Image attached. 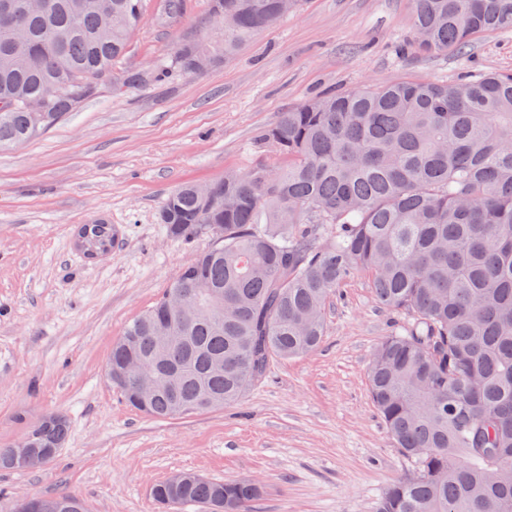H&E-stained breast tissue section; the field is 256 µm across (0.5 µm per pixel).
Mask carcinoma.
<instances>
[{
    "label": "carcinoma",
    "mask_w": 512,
    "mask_h": 512,
    "mask_svg": "<svg viewBox=\"0 0 512 512\" xmlns=\"http://www.w3.org/2000/svg\"><path fill=\"white\" fill-rule=\"evenodd\" d=\"M0 0V150L59 123L112 75L144 17L145 0ZM296 0H212L215 37L181 43L170 67L195 74L235 55ZM415 48H466L512 30V0H413ZM38 100L34 112L29 101ZM259 139L285 164L257 165L212 183H185L165 200L171 236H206L152 306L112 344V371L149 363L163 388L145 406L112 376L133 409L173 420L238 402L275 360L316 350L324 307L354 270L378 302L405 317L367 368L372 402L413 474L375 512H512V74L399 82L315 96L280 113ZM93 250L111 224L88 225ZM176 293L195 319L173 312ZM40 454L59 453L67 420L30 427ZM480 448L489 452L481 454ZM251 479L191 482L179 505L253 512ZM56 512H83L75 494Z\"/></svg>",
    "instance_id": "cac0c4a2"
}]
</instances>
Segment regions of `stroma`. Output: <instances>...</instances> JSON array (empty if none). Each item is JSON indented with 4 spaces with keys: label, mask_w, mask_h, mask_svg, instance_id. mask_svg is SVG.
<instances>
[{
    "label": "stroma",
    "mask_w": 512,
    "mask_h": 512,
    "mask_svg": "<svg viewBox=\"0 0 512 512\" xmlns=\"http://www.w3.org/2000/svg\"><path fill=\"white\" fill-rule=\"evenodd\" d=\"M145 3L114 75L151 72L209 32L211 0H186L176 17L166 0ZM412 14L411 0H300L230 59L103 87L51 130L0 151V448L45 414L69 422L52 462L0 470V512L65 490L87 512H159L153 486L181 471L259 479L254 512H374L412 472L366 377L400 318L360 270L328 299L319 349L275 361L237 405L155 420L129 408L106 374L113 341L210 245L160 224L177 185L280 166L258 133L321 91L512 72V31L481 35L461 55L416 53ZM94 217L118 236L90 260L77 230Z\"/></svg>",
    "instance_id": "35a3bbf8"
}]
</instances>
